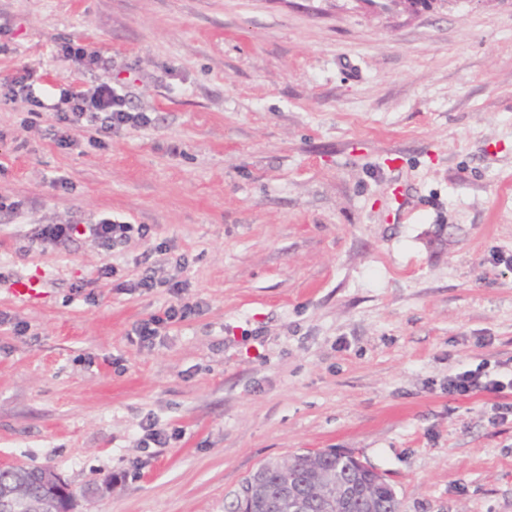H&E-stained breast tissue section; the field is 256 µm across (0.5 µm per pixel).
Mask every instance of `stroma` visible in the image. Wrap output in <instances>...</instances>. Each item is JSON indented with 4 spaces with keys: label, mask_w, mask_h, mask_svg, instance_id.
Wrapping results in <instances>:
<instances>
[{
    "label": "stroma",
    "mask_w": 512,
    "mask_h": 512,
    "mask_svg": "<svg viewBox=\"0 0 512 512\" xmlns=\"http://www.w3.org/2000/svg\"><path fill=\"white\" fill-rule=\"evenodd\" d=\"M72 42L111 71L50 57ZM24 65L151 122L68 148L0 102V195L23 203L0 213V311L28 326L0 329V465L54 469L74 512H226L262 463L333 448L402 512H512V393L448 391L512 373V0H0V76ZM102 217L151 234L30 242ZM162 242L203 309L144 344L168 290L113 285ZM484 371L483 365L474 369L464 370L448 378L449 393L468 394L474 391L487 390L501 392L512 389V375L505 380L490 379ZM348 478H353V481L359 487H363L364 485H372L375 480H380L378 483V492L379 497L384 504L382 506L383 512H400V502L396 496L392 494V485L388 481V479L381 473L377 472L371 467L363 466L356 469L354 472L348 475ZM394 490V489H393Z\"/></svg>",
    "instance_id": "obj_1"
}]
</instances>
